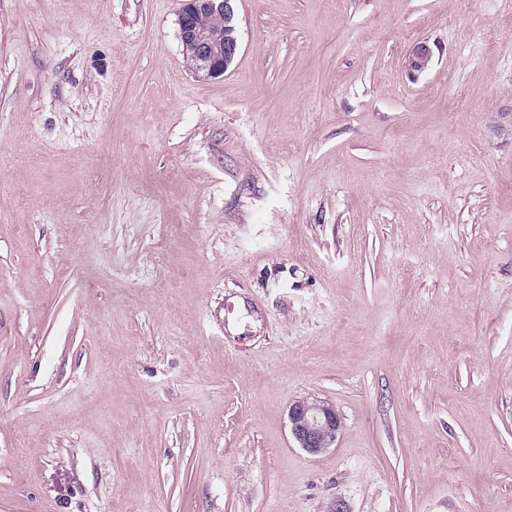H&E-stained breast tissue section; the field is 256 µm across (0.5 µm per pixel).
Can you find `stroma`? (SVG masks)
<instances>
[{"instance_id":"stroma-1","label":"stroma","mask_w":512,"mask_h":512,"mask_svg":"<svg viewBox=\"0 0 512 512\" xmlns=\"http://www.w3.org/2000/svg\"><path fill=\"white\" fill-rule=\"evenodd\" d=\"M184 6L0 0V512H512V0ZM237 0H189L179 17L180 37L193 47L189 58L192 72L197 77H214L224 74L240 50L238 38L223 41L224 52L216 44V36L206 23L205 16L221 12L223 16H214L211 27L226 35L224 22L237 26L235 2ZM433 61V51L427 42H418L406 54V67L413 77L427 71ZM290 433L299 448L317 455L334 448L342 428L336 408L320 400L294 401L288 411Z\"/></svg>"}]
</instances>
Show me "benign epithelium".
<instances>
[{"instance_id":"7a95c632","label":"benign epithelium","mask_w":512,"mask_h":512,"mask_svg":"<svg viewBox=\"0 0 512 512\" xmlns=\"http://www.w3.org/2000/svg\"><path fill=\"white\" fill-rule=\"evenodd\" d=\"M236 0H189L179 17L181 40L191 43L189 57L192 72L197 77H214L224 74L240 50V42L232 38L219 49L216 36L206 23L205 16L221 12L224 22L237 24ZM433 61V51L425 42L413 45L406 54V67L413 77L427 71ZM290 433L310 455H317L336 445L342 421L336 408L320 400L294 401L288 411Z\"/></svg>"}]
</instances>
